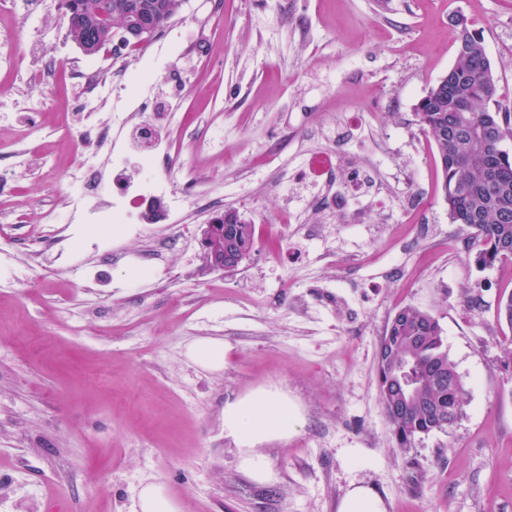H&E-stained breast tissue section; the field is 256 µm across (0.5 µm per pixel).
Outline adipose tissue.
<instances>
[{
	"label": "adipose tissue",
	"instance_id": "adipose-tissue-1",
	"mask_svg": "<svg viewBox=\"0 0 512 512\" xmlns=\"http://www.w3.org/2000/svg\"><path fill=\"white\" fill-rule=\"evenodd\" d=\"M297 418L288 401L274 393L248 395L224 407V432L238 446L242 468L264 482L269 474L263 460L256 454L258 444L275 437L287 436L295 428Z\"/></svg>",
	"mask_w": 512,
	"mask_h": 512
}]
</instances>
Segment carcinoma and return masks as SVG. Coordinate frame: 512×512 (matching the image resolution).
Segmentation results:
<instances>
[{
  "label": "carcinoma",
  "instance_id": "carcinoma-1",
  "mask_svg": "<svg viewBox=\"0 0 512 512\" xmlns=\"http://www.w3.org/2000/svg\"><path fill=\"white\" fill-rule=\"evenodd\" d=\"M97 4L120 29L134 16L150 19L165 30L179 13L182 0H64L68 31L90 33L87 5ZM445 87L465 100L469 111L455 109L454 98L433 86L418 101L415 115L435 145V163L448 216L474 230L471 247L482 268L512 261V156L504 142L512 139V110L504 107L483 39L478 32L455 39V61ZM224 224V247L249 255L254 225L235 209ZM378 388L397 441L402 448L432 431L448 428L463 413L466 389L448 358L439 321L412 305L401 307L388 322L376 354ZM416 391L403 397V384Z\"/></svg>",
  "mask_w": 512,
  "mask_h": 512
}]
</instances>
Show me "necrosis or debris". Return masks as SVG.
Returning <instances> with one entry per match:
<instances>
[{
    "instance_id": "necrosis-or-debris-1",
    "label": "necrosis or debris",
    "mask_w": 512,
    "mask_h": 512,
    "mask_svg": "<svg viewBox=\"0 0 512 512\" xmlns=\"http://www.w3.org/2000/svg\"><path fill=\"white\" fill-rule=\"evenodd\" d=\"M20 39L14 30L0 36V70L14 73L24 84H51L62 76L79 95V121L71 137L81 148L72 154L66 173L71 190L62 198L67 223L132 225L137 210L162 196L170 201L174 222H181L190 200L171 181L180 167L175 136L186 127L183 113L176 108L167 113L163 129L148 142L142 168L128 171V196L114 197L109 211L100 207L106 192L102 168L123 162L153 110L148 78L137 69L139 55L118 50L97 63L70 67L47 57L38 36H29L24 48ZM114 130L127 132V139L113 142Z\"/></svg>"
}]
</instances>
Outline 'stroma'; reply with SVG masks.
Wrapping results in <instances>:
<instances>
[{
  "label": "stroma",
  "mask_w": 512,
  "mask_h": 512,
  "mask_svg": "<svg viewBox=\"0 0 512 512\" xmlns=\"http://www.w3.org/2000/svg\"><path fill=\"white\" fill-rule=\"evenodd\" d=\"M184 0L213 48L149 58L151 91L189 117L177 183L223 186L219 203L189 207L133 234L74 225L64 242L33 244L35 212L59 209L61 156L74 90L29 88L46 100L51 170L15 176L0 197V512H139L141 489H180L176 512H340L352 486L386 512H512V330L497 302L512 262L482 268L472 230L451 223L433 141L413 108L455 59L456 14L484 40L499 99L512 108V0ZM42 38L64 61L86 57L66 16L41 12L0 28ZM224 129V150L192 148ZM333 154L339 181L378 180L376 197L329 203L306 235L323 189L303 168ZM255 226L235 270L204 260L200 228L224 209ZM165 250L157 273L124 285L125 267ZM297 247L301 259L288 258ZM434 315L467 403L455 424L400 447L386 418L376 351L397 309ZM223 341L224 366L189 355ZM284 393L298 412L288 437L257 446L271 474L256 481L224 436V406Z\"/></svg>",
  "instance_id": "obj_1"
}]
</instances>
